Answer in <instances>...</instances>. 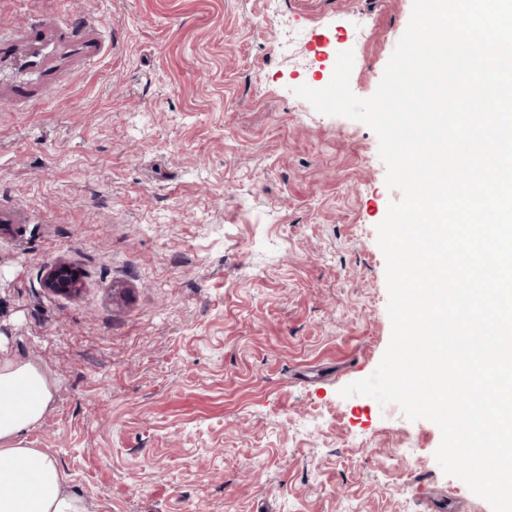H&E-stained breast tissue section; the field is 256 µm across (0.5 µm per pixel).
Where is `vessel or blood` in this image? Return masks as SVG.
<instances>
[{
    "instance_id": "vessel-or-blood-1",
    "label": "vessel or blood",
    "mask_w": 512,
    "mask_h": 512,
    "mask_svg": "<svg viewBox=\"0 0 512 512\" xmlns=\"http://www.w3.org/2000/svg\"><path fill=\"white\" fill-rule=\"evenodd\" d=\"M111 43L94 18L42 15L0 28V101L30 104L55 93L76 66L101 60Z\"/></svg>"
}]
</instances>
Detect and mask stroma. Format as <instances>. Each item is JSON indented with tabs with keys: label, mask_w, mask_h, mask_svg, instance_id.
Instances as JSON below:
<instances>
[{
	"label": "stroma",
	"mask_w": 512,
	"mask_h": 512,
	"mask_svg": "<svg viewBox=\"0 0 512 512\" xmlns=\"http://www.w3.org/2000/svg\"><path fill=\"white\" fill-rule=\"evenodd\" d=\"M0 0L89 15L101 62L0 104V346L56 384L27 436L86 512H491L438 427L345 385L391 338L376 134L316 112L355 55L374 93L412 0ZM298 36L294 60L279 44ZM79 296L43 288L50 267ZM65 268H68V271H65ZM43 286L52 292L70 296H77L81 292V282L77 273L63 263L50 268Z\"/></svg>",
	"instance_id": "stroma-1"
}]
</instances>
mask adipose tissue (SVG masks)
<instances>
[{
  "label": "adipose tissue",
  "instance_id": "adipose-tissue-1",
  "mask_svg": "<svg viewBox=\"0 0 512 512\" xmlns=\"http://www.w3.org/2000/svg\"><path fill=\"white\" fill-rule=\"evenodd\" d=\"M54 401V386L36 363L0 356V512H84L57 460L27 445Z\"/></svg>",
  "mask_w": 512,
  "mask_h": 512
}]
</instances>
